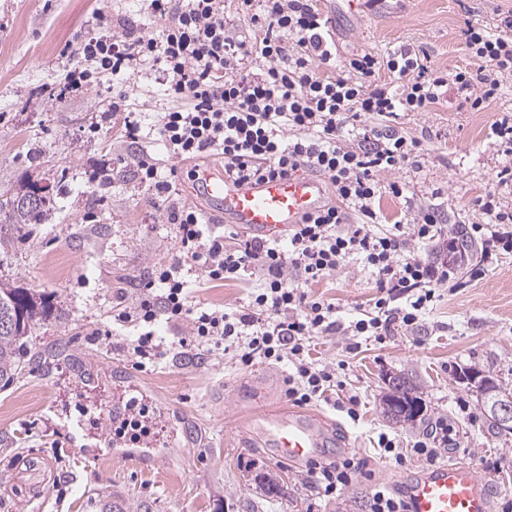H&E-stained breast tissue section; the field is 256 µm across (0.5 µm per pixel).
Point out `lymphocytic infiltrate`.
<instances>
[{
    "label": "lymphocytic infiltrate",
    "mask_w": 512,
    "mask_h": 512,
    "mask_svg": "<svg viewBox=\"0 0 512 512\" xmlns=\"http://www.w3.org/2000/svg\"><path fill=\"white\" fill-rule=\"evenodd\" d=\"M230 6L249 18L252 37L229 32ZM149 7L165 22L160 33L81 41L63 94L151 65L175 102L154 128L169 156L184 161L220 156L225 174L241 181L309 171L326 179L333 198L280 237L219 234L196 208L170 209L167 220L178 251L156 268L135 303L115 321L136 331L133 353L139 359L167 356L166 341L155 331L158 322L185 321L188 334L178 341L185 352L213 344L244 368L288 362L284 394L289 403L328 400L346 382L338 369L311 357V340L338 333L354 352L362 343L385 341L395 328L418 327L437 288L452 282L454 270L448 261L416 254L413 243L441 242L453 255L459 250L456 239L447 238L436 206L375 232L383 220L382 196L403 200L408 194L403 182L380 183L379 173L408 165L421 143L392 130L381 132L368 121L425 112L448 100L461 109L488 108L512 80V11L499 14L491 28L465 21L463 45L477 66L448 72L407 46L384 56L354 53L338 59L330 19L317 0H150ZM349 132L356 142H346ZM125 139L136 149L139 183L170 196L177 173L160 167L144 149L139 122L126 121ZM496 184L477 198L468 231L488 258L512 254V211L501 207L497 193L512 185L511 165L498 171ZM354 255L370 268L376 292L367 309L345 320L338 306L310 296L306 287ZM192 269L214 281L247 283V302L224 310L192 303L184 276ZM450 433L441 420L430 442L402 448L382 433L377 446L397 464L421 456L433 465ZM366 466L353 454L312 460L307 477L321 496L335 498Z\"/></svg>",
    "instance_id": "1"
}]
</instances>
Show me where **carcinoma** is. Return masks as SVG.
<instances>
[{"mask_svg": "<svg viewBox=\"0 0 512 512\" xmlns=\"http://www.w3.org/2000/svg\"><path fill=\"white\" fill-rule=\"evenodd\" d=\"M32 193L31 189H19L16 194L0 196L1 224H41L53 211L52 199L46 195L34 208L20 202L18 197ZM46 301L28 288L3 287L0 285V384L6 386L32 364L40 366V361L26 358V342L32 329L46 314ZM407 397L417 404V409L409 410L403 416L406 422H413L423 415V403L417 396V386L410 379L397 376L390 379L386 397Z\"/></svg>", "mask_w": 512, "mask_h": 512, "instance_id": "carcinoma-1", "label": "carcinoma"}]
</instances>
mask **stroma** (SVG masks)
Instances as JSON below:
<instances>
[{"label":"stroma","mask_w":512,"mask_h":512,"mask_svg":"<svg viewBox=\"0 0 512 512\" xmlns=\"http://www.w3.org/2000/svg\"><path fill=\"white\" fill-rule=\"evenodd\" d=\"M320 7L331 16L341 56H383L409 44L434 67L452 71L470 63L460 38L464 20L492 25L497 13L512 10V0H398L395 12L378 8L361 19L334 14L330 0ZM162 25L146 0H0V194L31 182L48 186L54 201L46 223L0 231L10 239L0 283L50 300L28 352L54 356L49 370H24L0 389V512H100L104 502L118 512H367L374 485L400 489L426 470L421 462L399 467L380 455L378 432L408 448L440 419L453 428L442 463L476 467L489 480L491 512H500L512 500V435L489 430L476 394L458 382L456 370L478 367L512 389V254L489 261L469 254L456 263L457 288L440 289L421 330L398 331L355 354L337 335L312 340L319 363L347 362V390L362 401L356 424L325 403L310 407L336 439L328 458L354 453L368 462L336 498L316 493L304 465L248 445L245 422L257 407L287 403L286 365L243 369L216 349L200 358L174 351L140 367L128 337L113 334V313L131 304L154 268L177 252L169 206L207 204L190 191L194 162H173L158 141L149 153L162 165H177V194L168 204L138 185L122 161L123 116L100 120L112 103L111 81L65 99L55 91L81 40L122 30L150 34ZM126 83L130 109L143 124L153 125L170 107L152 69L140 68ZM510 110L512 87L480 112L442 103L401 116L397 128L421 141L422 155L416 165L380 173V181L408 183L419 207L433 204V191H440L448 234L464 237V217L512 163L490 139L492 124ZM95 123L100 132H91ZM476 267L483 270L478 279L471 275ZM188 279L192 302L204 307H236L247 298L244 284L212 283L197 271ZM309 293L355 312L374 293L371 271L363 260L347 259ZM388 374L418 383L423 420L398 423L384 415ZM133 401L164 420L165 432L130 458L126 444L99 438L80 410L96 403L123 420L133 417ZM263 475L278 483L279 493L258 487Z\"/></svg>","instance_id":"obj_1"}]
</instances>
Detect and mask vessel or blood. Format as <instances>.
Segmentation results:
<instances>
[{"mask_svg": "<svg viewBox=\"0 0 512 512\" xmlns=\"http://www.w3.org/2000/svg\"><path fill=\"white\" fill-rule=\"evenodd\" d=\"M225 222L259 236H281L306 214L318 211L326 196L323 180L314 176L277 177L258 183L228 177L222 166L207 169L197 186ZM253 441L273 449L282 460L314 459L328 437L316 414L299 410H266L251 425ZM486 479L465 463L443 464L407 484L409 512H489Z\"/></svg>", "mask_w": 512, "mask_h": 512, "instance_id": "vessel-or-blood-1", "label": "vessel or blood"}]
</instances>
